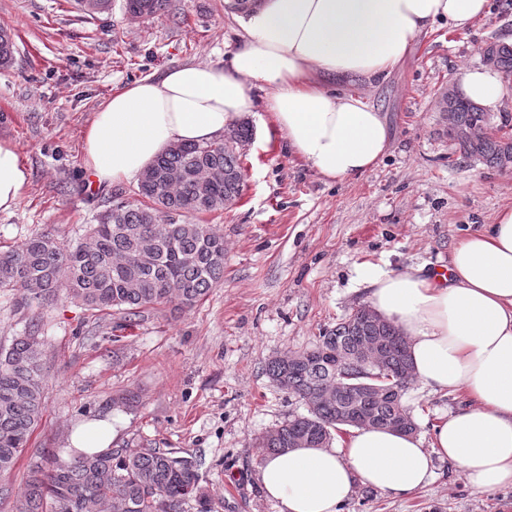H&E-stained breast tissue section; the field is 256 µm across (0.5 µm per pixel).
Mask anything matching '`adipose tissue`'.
Here are the masks:
<instances>
[{
	"instance_id": "1",
	"label": "adipose tissue",
	"mask_w": 512,
	"mask_h": 512,
	"mask_svg": "<svg viewBox=\"0 0 512 512\" xmlns=\"http://www.w3.org/2000/svg\"><path fill=\"white\" fill-rule=\"evenodd\" d=\"M491 0H260L240 17L243 40L227 64L187 63L158 80L113 91L83 133L84 168L97 185L141 175L170 147L223 139L265 109L290 151L329 180L372 170L386 155L382 113L334 80H373L438 21L460 28ZM268 90L264 105L255 93ZM461 94L490 109L503 97L496 72L469 68ZM30 184L15 146L0 140V211ZM371 306L407 336L414 377L463 406L432 437L354 430L340 446L260 454L257 478L278 512H339L357 487L409 495L434 477V461L460 467L479 491L512 487V206L465 232L435 271H366Z\"/></svg>"
}]
</instances>
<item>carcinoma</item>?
<instances>
[{
  "mask_svg": "<svg viewBox=\"0 0 512 512\" xmlns=\"http://www.w3.org/2000/svg\"><path fill=\"white\" fill-rule=\"evenodd\" d=\"M94 19L112 10V0H75ZM169 0H124L136 18L161 15ZM493 67L512 75V45L493 43ZM11 30L0 26V67L14 60ZM439 111L454 116L448 126L459 152L502 168L512 160V140L487 131L490 118L476 103L448 87L438 95ZM252 138L246 123L232 127L227 140L177 144L160 155L140 176L141 200L109 206L90 225L88 241L65 244L37 234L0 252V288H12L30 304L53 300L59 291L92 310L124 311L137 316L149 310L190 308L224 279V237L210 224H177L174 216L206 214L239 202L244 192L237 142ZM383 341L378 358L362 367L354 381L368 384L369 397L354 399L334 388L348 382L336 367L316 356L339 350L344 373L352 374L362 341ZM43 338L33 323L7 347L0 346V474L11 472L29 447L44 409ZM271 382L305 406V413L262 436L266 453H283L288 443L305 437L327 448L340 430L341 410L367 411L372 424L385 427L394 418L417 430L404 402L413 367L401 330L391 321L370 322L365 307L326 331L310 349L271 360ZM33 467L15 512H183L191 500L210 512L197 468L161 448H110L104 453L65 459L43 454Z\"/></svg>",
  "mask_w": 512,
  "mask_h": 512,
  "instance_id": "obj_1",
  "label": "carcinoma"
}]
</instances>
